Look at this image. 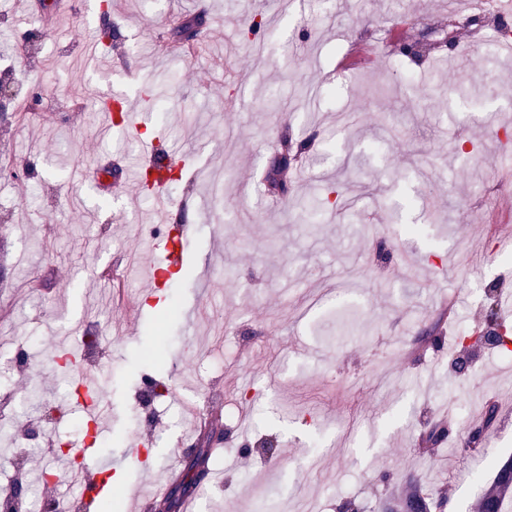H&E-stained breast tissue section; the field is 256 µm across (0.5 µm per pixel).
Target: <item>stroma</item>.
I'll return each instance as SVG.
<instances>
[{
  "label": "stroma",
  "mask_w": 512,
  "mask_h": 512,
  "mask_svg": "<svg viewBox=\"0 0 512 512\" xmlns=\"http://www.w3.org/2000/svg\"><path fill=\"white\" fill-rule=\"evenodd\" d=\"M112 13L126 42L124 83L145 130L103 136L98 80L75 38L96 35L95 15L46 27L28 0H0V56L15 81L50 79L52 111L0 121V393L20 406L7 425L30 489L42 497L45 416L82 449L87 466L115 463L111 502L130 512L144 485L135 458L166 468L193 448L240 394L257 392L246 420L250 452L224 441L222 482L204 480L197 512H361L409 490L408 469L451 512H475L480 485L512 458V358L470 349L454 360L460 330L484 327L488 302L512 296V182L495 172L512 144V58L487 53L477 28L432 41L454 18L448 0H91ZM269 17L244 40L252 12ZM206 17L194 59L174 46V22ZM429 43L393 64L381 42ZM308 149L284 195L267 183L283 141ZM182 157L176 183L139 194L134 183L95 192L102 158L113 175L138 166L152 142ZM28 169L18 182L8 169ZM188 211L193 234L182 270L150 306L149 264L165 259V236L148 238L158 212ZM131 255L122 263V255ZM123 265V286L107 276ZM360 338L339 342L342 321ZM101 323L112 344L82 373L48 367L66 336ZM29 364L13 367L16 351ZM105 399L97 441L83 443L77 376ZM164 384L159 406L142 399L146 379ZM487 428L479 462L450 450L470 427ZM432 426L448 427L432 448ZM484 426V425H483Z\"/></svg>",
  "instance_id": "1"
}]
</instances>
